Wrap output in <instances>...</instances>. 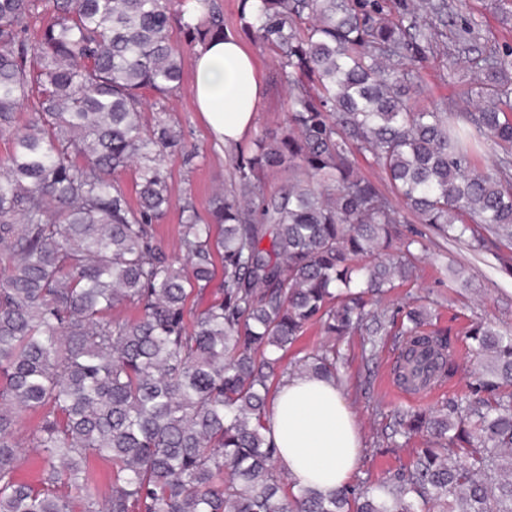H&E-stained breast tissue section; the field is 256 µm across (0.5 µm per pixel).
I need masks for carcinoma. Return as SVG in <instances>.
Segmentation results:
<instances>
[{
    "mask_svg": "<svg viewBox=\"0 0 512 512\" xmlns=\"http://www.w3.org/2000/svg\"><path fill=\"white\" fill-rule=\"evenodd\" d=\"M243 2L242 30L279 55L285 131L236 146L211 223L183 208L181 263L153 225L180 133L143 123L148 98L182 87L173 0H0V512H512V336L488 326L468 332L485 365L465 401L397 414L394 433L425 446L376 489H287L267 436L274 381L336 378L333 345L284 367L310 322L373 346L394 323L365 297L414 276L405 214L473 248L512 242V47L481 50L470 18L448 29L455 0ZM200 7L191 40L224 34L215 0ZM441 49L470 64L472 108L412 96L413 64ZM483 139L505 150L492 170ZM130 166L135 205L116 178ZM284 167L288 192L267 195L263 175ZM431 320L419 306L401 324L397 374L414 389L451 374ZM28 415L35 484L15 477Z\"/></svg>",
    "mask_w": 512,
    "mask_h": 512,
    "instance_id": "carcinoma-1",
    "label": "carcinoma"
}]
</instances>
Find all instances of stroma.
<instances>
[{
    "mask_svg": "<svg viewBox=\"0 0 512 512\" xmlns=\"http://www.w3.org/2000/svg\"><path fill=\"white\" fill-rule=\"evenodd\" d=\"M224 18L225 32L241 38L256 58L263 82V94L253 128L247 141L280 135L288 112V89L276 78V53L243 34L240 23V0H216ZM170 36L184 50L183 88L166 100L164 106H146L144 122L153 125L157 114L181 133V143L166 149L162 167L172 188V205L156 225L158 240L168 251H175L184 205H192L206 214L211 197L220 190L234 187L235 153L218 146L196 112L191 95L193 58L197 46L190 42L180 23H173ZM420 78L413 94L422 104L433 106L445 102H465L473 76L465 69L451 70L446 55L440 54L416 65ZM409 229H420L409 222ZM423 230V229H420ZM422 245L417 249L414 277L400 284L382 304L388 315L406 309L412 298H422L433 312L435 329L448 338L455 357L451 378L430 390L418 392L400 387L396 381L400 342L397 325L387 326L378 338L377 349L368 355L363 339L349 336L341 340L323 334L319 324H311L295 343L291 355L298 358L328 345H335L342 356L339 376L341 392L356 415L362 448V460L351 478L352 483L376 485L391 479L408 467L423 436L407 439L402 447L389 448L383 435L394 423L397 412L408 409H438L460 400L469 392L482 372V362L473 353L467 336L478 322L503 332H512V270L501 269L495 258L500 243H492L488 252L477 254L464 244L446 240L433 229L423 230ZM464 267L471 281L461 285L449 270V263Z\"/></svg>",
    "mask_w": 512,
    "mask_h": 512,
    "instance_id": "stroma-1",
    "label": "stroma"
}]
</instances>
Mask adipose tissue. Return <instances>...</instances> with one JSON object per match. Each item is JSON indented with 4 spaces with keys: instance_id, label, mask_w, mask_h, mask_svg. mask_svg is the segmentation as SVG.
Here are the masks:
<instances>
[{
    "instance_id": "ef3b65f1",
    "label": "adipose tissue",
    "mask_w": 512,
    "mask_h": 512,
    "mask_svg": "<svg viewBox=\"0 0 512 512\" xmlns=\"http://www.w3.org/2000/svg\"><path fill=\"white\" fill-rule=\"evenodd\" d=\"M261 94L258 65L242 41L227 35L200 45L192 96L216 141L232 145L251 129ZM270 416L280 465L299 486L328 495L349 484L361 448L354 415L334 381L286 379Z\"/></svg>"
}]
</instances>
